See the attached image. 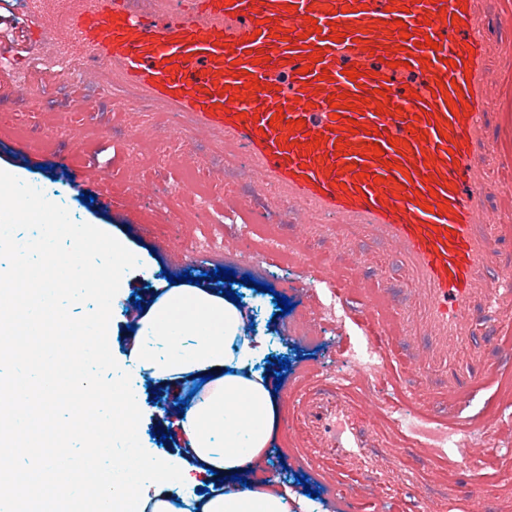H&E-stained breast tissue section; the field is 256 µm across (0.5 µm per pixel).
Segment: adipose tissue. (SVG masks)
<instances>
[{
	"label": "adipose tissue",
	"mask_w": 512,
	"mask_h": 512,
	"mask_svg": "<svg viewBox=\"0 0 512 512\" xmlns=\"http://www.w3.org/2000/svg\"><path fill=\"white\" fill-rule=\"evenodd\" d=\"M79 233L107 245L113 256L103 273L106 302L88 319L107 333L112 302L126 290V270L139 267L152 276L120 236L101 227L82 225ZM244 317L223 294L191 285L164 288L143 313L133 346L131 364L150 371L162 385L206 378L203 397L191 399L179 412L184 453L161 456L154 449L139 451V469L146 477L142 506L151 512H178L171 503L179 496L192 512H290L295 493L256 472L255 461L266 456L280 418L271 385L255 363L263 356V341H239ZM215 474L223 491L197 494V477ZM251 474L248 486L236 476Z\"/></svg>",
	"instance_id": "adipose-tissue-1"
}]
</instances>
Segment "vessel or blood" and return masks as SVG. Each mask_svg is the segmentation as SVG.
Masks as SVG:
<instances>
[{
	"instance_id": "1",
	"label": "vessel or blood",
	"mask_w": 512,
	"mask_h": 512,
	"mask_svg": "<svg viewBox=\"0 0 512 512\" xmlns=\"http://www.w3.org/2000/svg\"><path fill=\"white\" fill-rule=\"evenodd\" d=\"M490 14L491 0H81L49 17L25 0L16 29L53 47L43 73L79 71L116 112L176 115L181 136L246 160L301 223L376 233L411 271L409 329L450 356L475 295L494 312L512 303L511 270L485 278L501 235ZM341 94L349 106L333 110ZM320 394L312 416L341 447L346 408L334 387Z\"/></svg>"
}]
</instances>
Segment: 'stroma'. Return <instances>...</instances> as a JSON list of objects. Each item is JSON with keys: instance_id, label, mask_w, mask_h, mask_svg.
<instances>
[{"instance_id": "obj_1", "label": "stroma", "mask_w": 512, "mask_h": 512, "mask_svg": "<svg viewBox=\"0 0 512 512\" xmlns=\"http://www.w3.org/2000/svg\"><path fill=\"white\" fill-rule=\"evenodd\" d=\"M81 97L90 106L86 112L19 111L21 97L11 89L10 74L0 71V168L13 172L26 183L42 187L46 197L65 206L76 222L104 226L124 237L148 263L156 268L154 279L132 272L129 295L117 301L109 315L112 333L110 350L115 360H123L130 346L136 320L130 305H148L154 299L155 279L164 274L184 272L199 278L202 284L219 291H234L244 310L246 339L260 338L266 343V355L259 367L269 378H281L276 391L283 416L293 422L291 429L277 428L267 455L264 473L269 481L288 486L301 499L292 512H348L345 500L334 480L342 473L363 480L374 473L371 493L359 494L361 512H512V477L497 476L502 465L512 462V329L504 328L499 317L479 321L470 342L462 347L454 363L462 379L492 370L491 387L477 390L463 403L449 407L444 399L448 373L438 358L425 366L417 364L419 339H396V350L384 360L370 378H359L344 386L341 397L352 406L354 422L372 420L378 445L341 453L322 448L304 423L294 392H306L313 386L333 381L335 366L347 360L368 332L362 314V299L349 292L344 300L342 321L328 320L325 308L330 292L323 276L326 265L338 253L349 249L360 261L357 280L379 281L398 311L414 306L410 293L411 272L405 261L372 232L343 234L326 231L321 225L300 228L297 217L272 193L259 194L244 167L225 168L222 156L213 144H186L175 135L170 117L161 112H142L143 121L152 123V138L158 148L157 159L141 164L127 148L121 131L128 125L113 112L109 99L93 86H84ZM489 125L494 147L493 168L501 185L492 203L502 223L512 225V157H505L503 144L512 140L502 100H495ZM47 123L56 139L53 145L40 147L28 135L19 133L24 123ZM190 148L193 173L208 190L207 206L194 222L180 220L176 203L157 204L163 188L181 180L179 168L166 163L169 152ZM151 187V194H134L126 183L129 173ZM235 194L241 206L224 207L226 195ZM275 224L290 239L301 240L314 253L313 267L285 265L280 254L261 264L238 260L242 238L260 242L265 225ZM199 240L221 244L218 253H197L190 245ZM234 270L235 280H217L213 270ZM289 299L292 310L282 313L278 296ZM288 359V369L278 362ZM148 375L135 376L132 386L146 395L150 413L139 424L143 447L165 455L182 447L174 418L155 403L156 396ZM420 389L430 396L423 419L407 404L405 393ZM404 424H395L397 416ZM491 419L494 431L478 428L481 419ZM458 422L466 431L471 447L477 448L478 467L454 470L447 459L435 457L426 438L415 431L417 425L441 429ZM166 441H159L158 433Z\"/></svg>"}]
</instances>
